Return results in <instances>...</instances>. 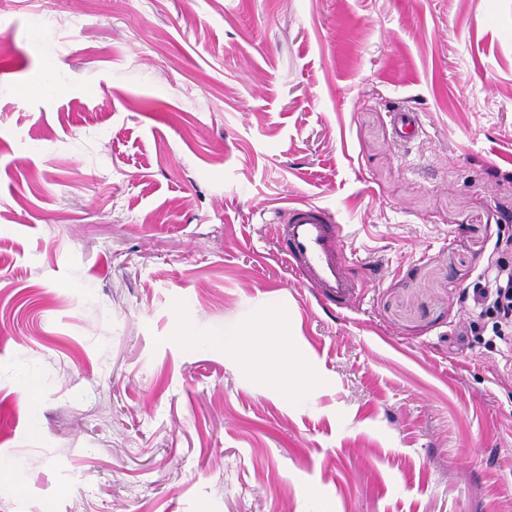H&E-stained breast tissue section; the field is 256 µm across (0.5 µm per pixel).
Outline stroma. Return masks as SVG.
<instances>
[{
	"instance_id": "35a3bbf8",
	"label": "stroma",
	"mask_w": 512,
	"mask_h": 512,
	"mask_svg": "<svg viewBox=\"0 0 512 512\" xmlns=\"http://www.w3.org/2000/svg\"><path fill=\"white\" fill-rule=\"evenodd\" d=\"M298 201L350 309L278 252ZM510 236L512 0H0V512H512L461 299ZM270 302L298 401L181 339ZM266 224H275L284 242L282 255L302 283L320 298L348 307L357 294L349 275L341 241V227L330 210L316 203L277 208Z\"/></svg>"
}]
</instances>
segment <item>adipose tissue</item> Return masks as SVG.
I'll list each match as a JSON object with an SVG mask.
<instances>
[{
    "instance_id": "ef3b65f1",
    "label": "adipose tissue",
    "mask_w": 512,
    "mask_h": 512,
    "mask_svg": "<svg viewBox=\"0 0 512 512\" xmlns=\"http://www.w3.org/2000/svg\"><path fill=\"white\" fill-rule=\"evenodd\" d=\"M210 340L244 353L247 368L283 397H301L314 382L310 373L299 367L290 368L288 364V315L279 304H270L247 320L225 326L217 333L205 334L191 326L184 331V341L189 347Z\"/></svg>"
}]
</instances>
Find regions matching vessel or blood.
<instances>
[{
  "instance_id": "obj_1",
  "label": "vessel or blood",
  "mask_w": 512,
  "mask_h": 512,
  "mask_svg": "<svg viewBox=\"0 0 512 512\" xmlns=\"http://www.w3.org/2000/svg\"><path fill=\"white\" fill-rule=\"evenodd\" d=\"M272 222L284 246L282 255L303 284L320 298L348 306L357 293L341 241V227L330 210L298 203L273 212Z\"/></svg>"
}]
</instances>
